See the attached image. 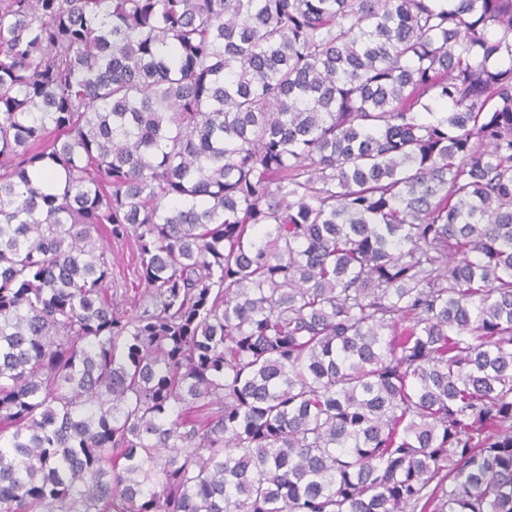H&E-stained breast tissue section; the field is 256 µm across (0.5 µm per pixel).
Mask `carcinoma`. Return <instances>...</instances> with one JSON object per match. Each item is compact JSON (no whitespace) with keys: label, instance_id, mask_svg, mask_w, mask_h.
Instances as JSON below:
<instances>
[{"label":"carcinoma","instance_id":"obj_1","mask_svg":"<svg viewBox=\"0 0 512 512\" xmlns=\"http://www.w3.org/2000/svg\"><path fill=\"white\" fill-rule=\"evenodd\" d=\"M0 512H512V0H0ZM132 251V246L127 243L123 244L122 242H115L112 240V264H113V273L114 275L122 281L124 277L127 279L133 278L132 276V266H130V253Z\"/></svg>","mask_w":512,"mask_h":512}]
</instances>
